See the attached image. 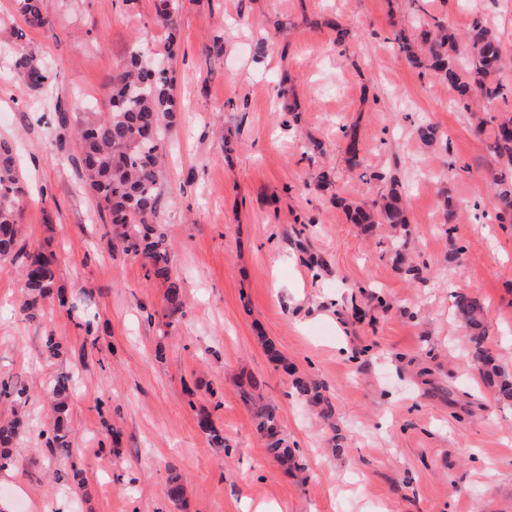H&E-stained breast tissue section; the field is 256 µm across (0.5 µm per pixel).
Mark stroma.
Returning <instances> with one entry per match:
<instances>
[{"instance_id": "35a3bbf8", "label": "stroma", "mask_w": 512, "mask_h": 512, "mask_svg": "<svg viewBox=\"0 0 512 512\" xmlns=\"http://www.w3.org/2000/svg\"><path fill=\"white\" fill-rule=\"evenodd\" d=\"M157 3L44 0L48 23L33 29L0 0V140L29 190L25 243L54 255L67 297L26 318L19 264L0 262V384L28 396L0 401V422H24L0 512H512V404L480 382L453 312L459 292L483 304L486 349L512 374V223L491 204L504 169L453 92L390 40L478 21L512 57V0H171L180 48L156 218L184 298L170 327L165 282L113 241L59 123L108 111L132 51L163 54ZM18 50L47 66L44 89L10 71ZM425 118L439 128L429 148ZM394 179L407 229L351 223L337 203L375 201ZM66 377L72 448L59 459L39 433ZM297 377L322 385L332 419L298 398ZM251 387L302 477L256 433ZM203 411L224 447L199 428Z\"/></svg>"}]
</instances>
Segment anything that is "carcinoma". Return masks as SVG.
<instances>
[{
	"label": "carcinoma",
	"mask_w": 512,
	"mask_h": 512,
	"mask_svg": "<svg viewBox=\"0 0 512 512\" xmlns=\"http://www.w3.org/2000/svg\"><path fill=\"white\" fill-rule=\"evenodd\" d=\"M25 23L41 29L47 25L43 0H17ZM158 16L168 28L167 59L177 52L176 23L169 0H160ZM399 50L416 68H425L452 89L462 103L477 97L491 112L512 97V84L502 77L504 55L494 31L481 23L461 36L436 22L424 27L415 38L396 35ZM13 69L33 88L49 79L46 68L25 52L18 53ZM169 69L153 64L142 53L130 54L128 61L112 76L111 110L86 115L74 126L78 155L74 163L98 200L100 213L112 224L123 251L141 259L148 273L167 283V317L183 314L180 283L173 276L171 247L154 219L160 203V164L162 134L172 124L174 103ZM489 148L507 167L512 168V113L494 118ZM25 202L23 183L15 164L13 148L0 142V260H24L26 288L20 313L35 318L43 302L50 297L56 274L52 258L42 251H28L21 245V214ZM499 217L512 222V188H497L492 195ZM353 217L358 224L406 223L404 201L397 189L378 203L366 208L357 205ZM454 315L469 332L470 354L478 366L484 386L502 399L512 402V377L503 372L484 347L486 329L481 304L464 293L454 298ZM298 397L319 408L323 417L332 415V405L322 396L321 385L311 379L295 378ZM72 384L60 379L51 387L55 419L48 448L67 454L72 446L64 418ZM243 400L253 408L256 433L265 441L270 455L283 464L293 459L275 411L261 402L252 391L242 392ZM21 423L13 420L0 425V470L10 466V447L19 434Z\"/></svg>",
	"instance_id": "cac0c4a2"
}]
</instances>
